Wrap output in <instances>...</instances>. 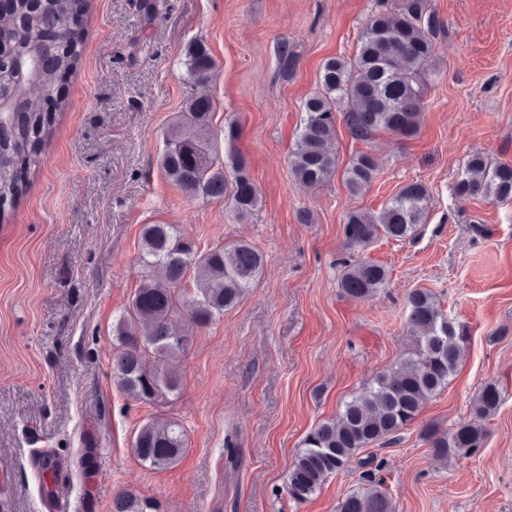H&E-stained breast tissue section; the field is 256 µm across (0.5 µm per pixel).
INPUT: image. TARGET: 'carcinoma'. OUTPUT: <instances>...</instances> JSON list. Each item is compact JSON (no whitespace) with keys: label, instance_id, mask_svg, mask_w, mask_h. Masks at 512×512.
Returning a JSON list of instances; mask_svg holds the SVG:
<instances>
[{"label":"carcinoma","instance_id":"obj_1","mask_svg":"<svg viewBox=\"0 0 512 512\" xmlns=\"http://www.w3.org/2000/svg\"><path fill=\"white\" fill-rule=\"evenodd\" d=\"M90 0H9L0 19V219L27 194L28 176L38 164L36 150L56 129L58 113L70 107L69 78L83 45L79 5ZM441 22L431 0H398L362 25L354 53L330 57L320 68L319 89L302 105L305 117L288 166L295 181L315 188L337 171V120L352 139L366 145L382 132L404 140L419 133L425 110V85L436 72L434 39ZM56 35L50 50H36L33 36ZM280 70L291 73L296 58L288 42L278 50ZM184 66L192 87L184 111L164 132L160 166L186 195L224 201L238 218L256 212L262 197L247 174L246 161L233 157L232 173L219 163L218 133L211 128L214 102L207 86L216 62L207 45L191 41ZM379 165L375 154L360 151L343 170L344 183L356 195L368 187ZM460 201H512V163L490 162L480 154L466 162L454 187ZM428 188L403 185L378 213L351 210L345 216V248L339 288L365 300L385 287L389 270L364 258L380 238L413 240L427 223ZM140 262L145 272L131 302L117 318L112 340V380L133 401L153 403L178 394L182 377L177 362L189 348L193 331L210 325L224 310L238 306L264 273V256L245 240L201 248L175 224H145L140 233ZM193 281L186 297L183 283ZM410 348L401 362L372 376L362 391L344 402L338 415L309 432L288 471L291 498L305 501L325 481L351 467L358 452L384 443L412 424L428 400L448 386L469 332L451 318L434 293L411 290L406 301ZM496 380L484 383L469 416L452 429L427 430L432 454L448 462L484 447L486 422L503 401ZM134 454L150 470L177 464L186 449L185 429L171 418L150 417L136 429ZM112 512H159L156 502L132 492L116 496ZM340 512H395L378 481L347 496Z\"/></svg>","mask_w":512,"mask_h":512}]
</instances>
